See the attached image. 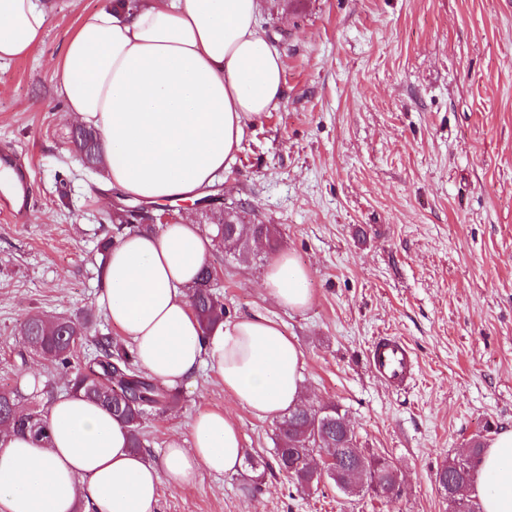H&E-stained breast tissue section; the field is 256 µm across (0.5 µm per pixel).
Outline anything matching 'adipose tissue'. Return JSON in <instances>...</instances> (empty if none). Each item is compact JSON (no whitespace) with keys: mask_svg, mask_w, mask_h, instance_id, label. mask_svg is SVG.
I'll use <instances>...</instances> for the list:
<instances>
[{"mask_svg":"<svg viewBox=\"0 0 512 512\" xmlns=\"http://www.w3.org/2000/svg\"><path fill=\"white\" fill-rule=\"evenodd\" d=\"M260 0H113L69 38L56 92L72 121L101 136L106 181L157 202L195 201L231 167L247 123L285 96L280 53L256 25ZM48 16L40 0H0V61L29 55ZM210 239L198 225L131 232L108 253L98 303L131 342L140 369L166 386L210 371L229 398L265 419L304 399L303 353L256 312L202 329L186 293ZM268 296L308 307V273L289 252L269 264ZM49 442L0 435V512H155L161 486L236 471L245 448L231 415L201 410L191 447L172 438L160 464L128 445L109 410L59 394L46 410ZM482 512H512V428L482 456Z\"/></svg>","mask_w":512,"mask_h":512,"instance_id":"1","label":"adipose tissue"}]
</instances>
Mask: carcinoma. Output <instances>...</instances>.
Returning <instances> with one entry per match:
<instances>
[{
    "mask_svg": "<svg viewBox=\"0 0 512 512\" xmlns=\"http://www.w3.org/2000/svg\"><path fill=\"white\" fill-rule=\"evenodd\" d=\"M71 145L83 163L91 168L102 166L100 135L83 125L71 134ZM213 241L227 252H240L249 239L259 236L276 241L277 229L266 224H245L241 211L223 213L220 206L210 208ZM214 280L210 267L202 268L197 282L189 290V303L198 321L208 328L224 319V307L211 288ZM88 334V325L80 320H49L39 314L29 316L20 327L24 344L43 355L62 369L71 368V360L80 340ZM96 353L76 370L69 388L108 409L113 418L128 432L129 448H143L142 423L154 411L171 408L179 402V392L160 388L159 384L137 368L134 353L110 336L94 338ZM344 415L335 406L324 411L302 403L283 414L276 422L277 464L301 490L318 488L323 477L310 473L309 460L318 448L339 449L340 469L352 465L349 449L355 447L354 436L346 434ZM0 425H6L19 434H31L37 439L47 438L44 415L25 409L9 391H0ZM484 448L479 438L471 439L469 453L446 461L436 478L452 512H480L470 495L476 464ZM365 480L392 485L395 468L384 458L359 459Z\"/></svg>",
    "mask_w": 512,
    "mask_h": 512,
    "instance_id": "carcinoma-1",
    "label": "carcinoma"
}]
</instances>
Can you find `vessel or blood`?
<instances>
[{"mask_svg": "<svg viewBox=\"0 0 512 512\" xmlns=\"http://www.w3.org/2000/svg\"><path fill=\"white\" fill-rule=\"evenodd\" d=\"M0 171L7 173L0 181V213L14 223H26L35 206V180L31 168L8 148L0 149ZM369 368L380 380L396 386H407L414 374L415 360L409 345L394 336L378 337L372 344Z\"/></svg>", "mask_w": 512, "mask_h": 512, "instance_id": "b4317fda", "label": "vessel or blood"}]
</instances>
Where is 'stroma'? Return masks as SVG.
<instances>
[{"label": "stroma", "mask_w": 512, "mask_h": 512, "mask_svg": "<svg viewBox=\"0 0 512 512\" xmlns=\"http://www.w3.org/2000/svg\"><path fill=\"white\" fill-rule=\"evenodd\" d=\"M49 22L25 58L0 61V146L35 174L26 224L0 220V389L46 410L69 373L27 348L31 314L90 320L75 363L114 330L97 298V251L116 200L69 144L55 65L107 0H45ZM258 24L284 61L287 93L249 123L216 184L278 229L275 247L212 248L225 319L267 313L300 346L306 402L345 413L365 456L386 458L401 493L297 488L274 459L275 421L230 406L212 375L144 423L160 463L196 413L230 408L250 465L194 486H162L158 512H450L438 468L472 437L512 428V0H262ZM309 273L313 303L276 306L262 288L276 254ZM412 347L405 390L368 366L376 336Z\"/></svg>", "instance_id": "35a3bbf8"}]
</instances>
